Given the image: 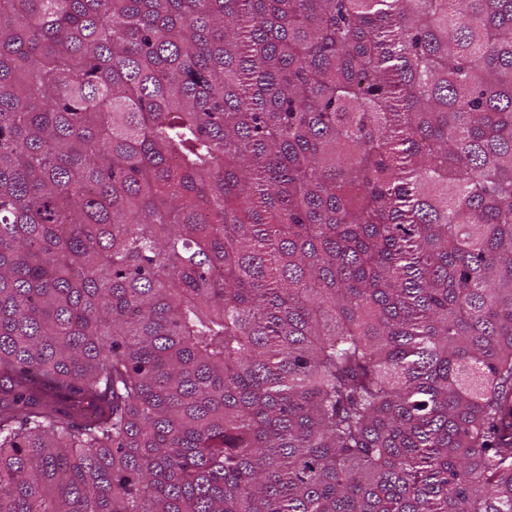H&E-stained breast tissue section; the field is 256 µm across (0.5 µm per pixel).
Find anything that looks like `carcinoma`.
<instances>
[{
	"mask_svg": "<svg viewBox=\"0 0 512 512\" xmlns=\"http://www.w3.org/2000/svg\"><path fill=\"white\" fill-rule=\"evenodd\" d=\"M0 512H512V0H0Z\"/></svg>",
	"mask_w": 512,
	"mask_h": 512,
	"instance_id": "cac0c4a2",
	"label": "carcinoma"
}]
</instances>
